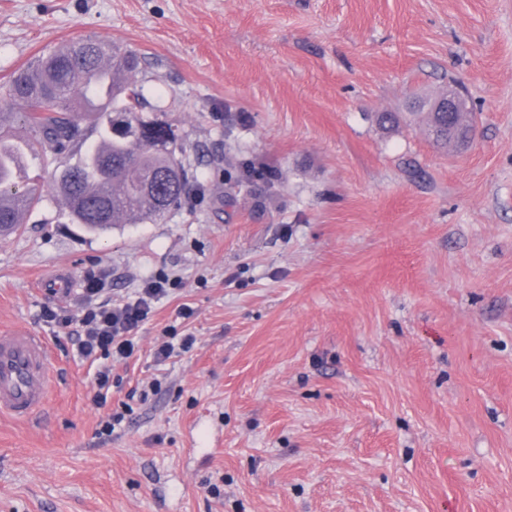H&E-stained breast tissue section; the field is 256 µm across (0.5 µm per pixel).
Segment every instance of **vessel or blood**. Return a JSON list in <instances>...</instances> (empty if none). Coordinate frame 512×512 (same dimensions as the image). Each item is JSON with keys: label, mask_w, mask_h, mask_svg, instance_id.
<instances>
[{"label": "vessel or blood", "mask_w": 512, "mask_h": 512, "mask_svg": "<svg viewBox=\"0 0 512 512\" xmlns=\"http://www.w3.org/2000/svg\"><path fill=\"white\" fill-rule=\"evenodd\" d=\"M51 388V351L45 337L26 329L0 332V414L24 420L41 408Z\"/></svg>", "instance_id": "vessel-or-blood-1"}]
</instances>
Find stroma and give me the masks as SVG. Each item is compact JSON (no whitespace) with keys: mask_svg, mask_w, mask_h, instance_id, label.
<instances>
[{"mask_svg":"<svg viewBox=\"0 0 512 512\" xmlns=\"http://www.w3.org/2000/svg\"><path fill=\"white\" fill-rule=\"evenodd\" d=\"M86 37L139 56L196 193L98 235L46 169L0 239V329L55 356L46 404L0 417V512H512V0H0V83ZM455 81L476 132L443 149L410 114ZM92 270L176 281L103 407L44 315Z\"/></svg>","mask_w":512,"mask_h":512,"instance_id":"35a3bbf8","label":"stroma"}]
</instances>
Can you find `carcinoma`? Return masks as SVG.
<instances>
[{
  "label": "carcinoma",
  "instance_id": "obj_1",
  "mask_svg": "<svg viewBox=\"0 0 512 512\" xmlns=\"http://www.w3.org/2000/svg\"><path fill=\"white\" fill-rule=\"evenodd\" d=\"M102 43L91 38L71 42L46 53L48 77L39 79L24 69L0 86V102L17 109L26 137L9 136V113L0 112V199L20 201L30 211L41 200L40 175H31L27 156L37 155L53 165V188L71 223L91 233L117 224H154L160 208L176 210L189 199L194 173L183 161L184 146L177 127L163 123L148 127L143 120L145 98L135 78L136 54L115 48L112 53V102L94 104L102 91L74 80L75 72H97L103 67ZM428 127L438 125L439 145H459L466 138L448 135V115L426 113ZM96 135L89 141V134ZM80 153L74 164L62 158ZM143 174L160 180L157 189L140 187Z\"/></svg>",
  "mask_w": 512,
  "mask_h": 512
}]
</instances>
